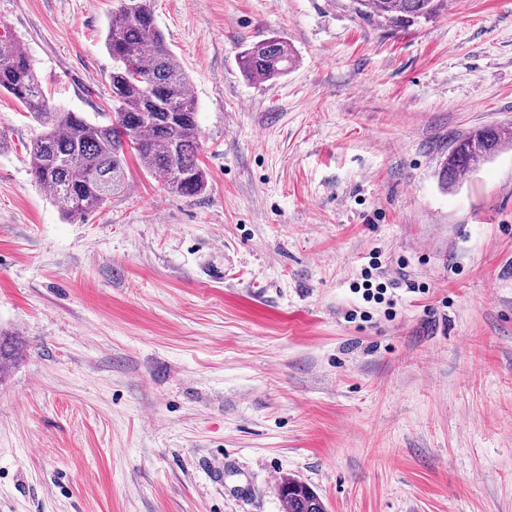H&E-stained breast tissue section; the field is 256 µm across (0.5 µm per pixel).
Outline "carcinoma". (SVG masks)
I'll list each match as a JSON object with an SVG mask.
<instances>
[{"instance_id": "obj_1", "label": "carcinoma", "mask_w": 512, "mask_h": 512, "mask_svg": "<svg viewBox=\"0 0 512 512\" xmlns=\"http://www.w3.org/2000/svg\"><path fill=\"white\" fill-rule=\"evenodd\" d=\"M446 0H356L359 11L385 20L430 18ZM105 46L112 56V117L107 122L49 103L20 44L0 36V91L10 94L41 127L29 148L36 182L49 188L60 210L82 219L126 188V157L134 154L165 191L201 194L197 105L189 79L157 28L149 0H120L108 23ZM294 55L280 37L256 41L241 52L239 65L252 80L288 72ZM512 145V129L483 127L456 142L440 172L453 187L479 162ZM279 493L288 512H326L306 483L282 479Z\"/></svg>"}]
</instances>
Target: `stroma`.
Wrapping results in <instances>:
<instances>
[{"label": "stroma", "mask_w": 512, "mask_h": 512, "mask_svg": "<svg viewBox=\"0 0 512 512\" xmlns=\"http://www.w3.org/2000/svg\"><path fill=\"white\" fill-rule=\"evenodd\" d=\"M119 0H0L57 106L112 107ZM198 105L206 190L70 220L0 92V512H512V0H151ZM285 38L269 81L238 56ZM387 300L365 301L364 280ZM419 285L412 293L407 281ZM446 0H356L359 11L385 20L430 18L442 10ZM508 145H512V129L494 126L477 129L458 140L440 172L442 184L453 187L463 174ZM279 493L288 506V512H325L321 497L306 483L291 477H284Z\"/></svg>", "instance_id": "obj_1"}]
</instances>
